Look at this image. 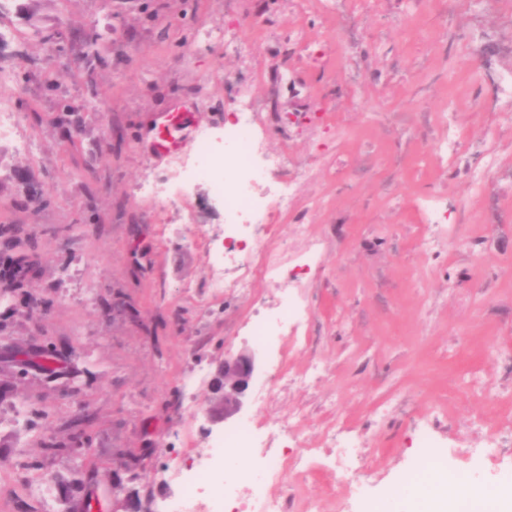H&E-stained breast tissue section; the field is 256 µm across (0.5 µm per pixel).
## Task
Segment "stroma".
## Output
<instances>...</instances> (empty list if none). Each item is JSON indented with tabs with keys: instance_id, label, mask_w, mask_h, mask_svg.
I'll use <instances>...</instances> for the list:
<instances>
[{
	"instance_id": "35a3bbf8",
	"label": "stroma",
	"mask_w": 512,
	"mask_h": 512,
	"mask_svg": "<svg viewBox=\"0 0 512 512\" xmlns=\"http://www.w3.org/2000/svg\"><path fill=\"white\" fill-rule=\"evenodd\" d=\"M0 0V99L33 151L0 141V224L34 235L38 284L50 307L25 316L0 298L1 353L66 348L83 390L31 372L0 399V512H43L24 478L92 475L102 512L125 497L163 495L155 472L188 464L204 419L184 401L180 373L254 348L242 333L255 296L208 295L202 244L221 238L224 204L209 183L179 208L136 194L147 179L181 185L179 160L197 140L157 156L158 118L188 109L223 142L239 97L252 93L272 149L306 171L265 252L292 264L310 225L320 260L290 285L314 312L309 338L288 343L289 374L323 378L274 393L263 364L247 409L256 422L287 417L300 448L318 449L298 487L319 512H370L404 482L429 432L449 476L512 484V0ZM247 45L225 55L204 22ZM64 34L51 57L45 34ZM57 91H47L51 75ZM81 112L76 134L58 122ZM455 159L435 155L449 128ZM484 172L474 183L472 172ZM49 202L36 207L28 182ZM440 201L444 224L424 221ZM174 233L160 235L161 226ZM39 416L16 426L17 406ZM91 412L93 451L46 458L44 437ZM356 438L348 476L322 452L327 421ZM146 450L136 480H117L116 451Z\"/></svg>"
}]
</instances>
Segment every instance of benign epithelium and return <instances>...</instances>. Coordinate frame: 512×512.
Segmentation results:
<instances>
[{
    "label": "benign epithelium",
    "mask_w": 512,
    "mask_h": 512,
    "mask_svg": "<svg viewBox=\"0 0 512 512\" xmlns=\"http://www.w3.org/2000/svg\"><path fill=\"white\" fill-rule=\"evenodd\" d=\"M21 307L26 315L34 317L46 312V301L34 290L22 295ZM259 369V356L255 350L237 354H224L215 361L212 398L205 409V421L213 427L241 414L248 403L250 383Z\"/></svg>",
    "instance_id": "1"
}]
</instances>
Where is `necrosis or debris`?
Here are the masks:
<instances>
[{"mask_svg":"<svg viewBox=\"0 0 512 512\" xmlns=\"http://www.w3.org/2000/svg\"><path fill=\"white\" fill-rule=\"evenodd\" d=\"M257 117L256 103L241 97L223 152H216L209 131H199V151L182 167L186 178L210 181L224 197V237L221 243L207 245L209 288L216 296L228 287L251 293L258 279L297 281L309 268L305 262L279 265L259 251L265 240L277 236L278 227L271 218L287 211L304 174L296 171L269 181V174L283 168L284 159L263 152ZM310 320V312L284 295L255 309L249 334L273 349L276 366L284 375L288 340L300 336ZM234 452L241 455L242 463L232 470L228 458ZM314 466L312 449L290 448L287 422L259 426L247 419L221 434L194 439L186 467L160 469L159 480L167 492L157 512H295L288 479L307 477Z\"/></svg>","mask_w":512,"mask_h":512,"instance_id":"obj_1","label":"necrosis or debris"}]
</instances>
